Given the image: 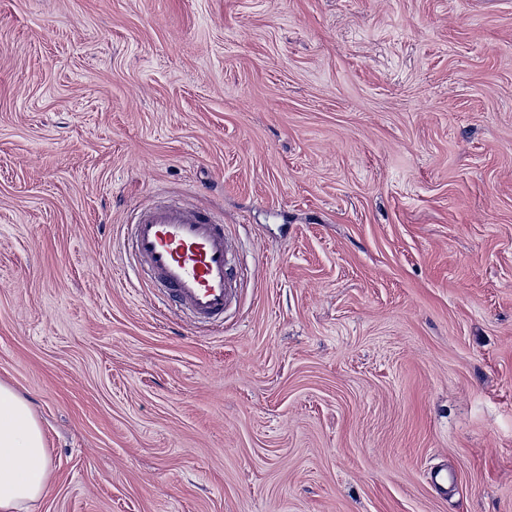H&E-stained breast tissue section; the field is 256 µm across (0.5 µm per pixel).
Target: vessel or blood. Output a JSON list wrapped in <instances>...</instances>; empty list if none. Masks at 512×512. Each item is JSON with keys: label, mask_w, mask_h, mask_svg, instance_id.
<instances>
[{"label": "vessel or blood", "mask_w": 512, "mask_h": 512, "mask_svg": "<svg viewBox=\"0 0 512 512\" xmlns=\"http://www.w3.org/2000/svg\"><path fill=\"white\" fill-rule=\"evenodd\" d=\"M231 247L223 217L190 203L141 207L133 224L134 260L161 285L165 300L201 327L220 326L238 304Z\"/></svg>", "instance_id": "obj_1"}]
</instances>
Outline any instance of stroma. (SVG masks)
<instances>
[{
    "instance_id": "1",
    "label": "stroma",
    "mask_w": 512,
    "mask_h": 512,
    "mask_svg": "<svg viewBox=\"0 0 512 512\" xmlns=\"http://www.w3.org/2000/svg\"><path fill=\"white\" fill-rule=\"evenodd\" d=\"M165 199L223 327L129 263ZM0 382L29 512H512V0H0ZM231 247L224 218L190 203L141 207L133 224L134 260L197 327L224 325V312L238 305ZM43 431L29 402L0 383V510L21 511L38 501L49 480Z\"/></svg>"
}]
</instances>
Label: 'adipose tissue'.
Segmentation results:
<instances>
[{
    "label": "adipose tissue",
    "instance_id": "adipose-tissue-1",
    "mask_svg": "<svg viewBox=\"0 0 512 512\" xmlns=\"http://www.w3.org/2000/svg\"><path fill=\"white\" fill-rule=\"evenodd\" d=\"M43 431L29 402L0 383V512H26L49 480Z\"/></svg>",
    "mask_w": 512,
    "mask_h": 512
}]
</instances>
